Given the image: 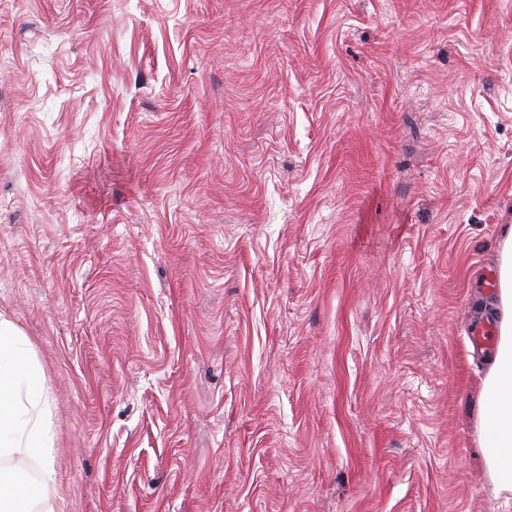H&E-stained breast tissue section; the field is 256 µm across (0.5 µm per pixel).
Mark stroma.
I'll return each mask as SVG.
<instances>
[{
	"label": "stroma",
	"mask_w": 512,
	"mask_h": 512,
	"mask_svg": "<svg viewBox=\"0 0 512 512\" xmlns=\"http://www.w3.org/2000/svg\"><path fill=\"white\" fill-rule=\"evenodd\" d=\"M0 58L61 512H512L467 335L512 0H0Z\"/></svg>",
	"instance_id": "1"
}]
</instances>
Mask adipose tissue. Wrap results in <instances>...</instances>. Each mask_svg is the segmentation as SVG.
<instances>
[{
    "label": "adipose tissue",
    "mask_w": 512,
    "mask_h": 512,
    "mask_svg": "<svg viewBox=\"0 0 512 512\" xmlns=\"http://www.w3.org/2000/svg\"><path fill=\"white\" fill-rule=\"evenodd\" d=\"M498 337L480 391L478 443L494 495L512 496V234L498 246ZM52 401L33 345L0 315V512H57L55 469L44 458L40 480L19 477L22 464L53 445Z\"/></svg>",
    "instance_id": "adipose-tissue-1"
}]
</instances>
